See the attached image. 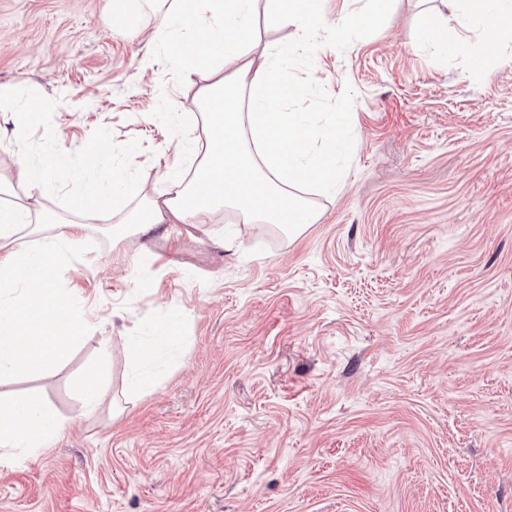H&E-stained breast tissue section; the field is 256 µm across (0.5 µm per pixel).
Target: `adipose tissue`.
<instances>
[{"instance_id":"obj_1","label":"adipose tissue","mask_w":512,"mask_h":512,"mask_svg":"<svg viewBox=\"0 0 512 512\" xmlns=\"http://www.w3.org/2000/svg\"><path fill=\"white\" fill-rule=\"evenodd\" d=\"M160 24L172 37V49L191 74L207 76L200 92L204 144L195 146L199 162L191 179L170 176L168 195L146 198L127 211L122 224L135 234L172 235L176 223L193 218L205 223L220 211L236 210L243 223L273 224L296 235L316 223L318 212L296 193L312 185L325 192L340 186L337 149L341 127L315 129L303 112L287 111L303 84L293 78L297 47L258 54L248 32L257 0H159ZM454 22L431 17L428 39L442 51L465 55L468 31L482 26L485 41L512 42V0H456ZM69 158L49 157L41 167L26 170L28 197L0 201V379L37 373L60 360L93 310L70 301L57 287L55 263L85 237L87 220L114 224L112 213L127 189L123 176L93 184L87 196L71 202L74 217L59 220L41 212L31 221L49 172L69 165ZM65 427L43 403L12 399L0 403V447L43 452Z\"/></svg>"}]
</instances>
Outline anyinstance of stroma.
<instances>
[{
    "mask_svg": "<svg viewBox=\"0 0 512 512\" xmlns=\"http://www.w3.org/2000/svg\"><path fill=\"white\" fill-rule=\"evenodd\" d=\"M364 2L323 0L293 68L309 84L289 111L349 125L317 223L291 238L229 210L146 239L94 221L73 246L59 285L97 317L58 362L0 381V400L66 423L0 463V512H512V47L477 73L480 32L466 56L423 38L440 0L352 26ZM113 6L0 0V88L41 100L33 121L0 112V173L111 144L45 182L65 218L116 171L129 200L163 191L178 143L204 134L205 80L186 82L155 0L122 21ZM251 35L294 39L265 0ZM169 324L182 343L157 354ZM92 371L111 394L89 413Z\"/></svg>",
    "mask_w": 512,
    "mask_h": 512,
    "instance_id": "obj_1",
    "label": "stroma"
}]
</instances>
